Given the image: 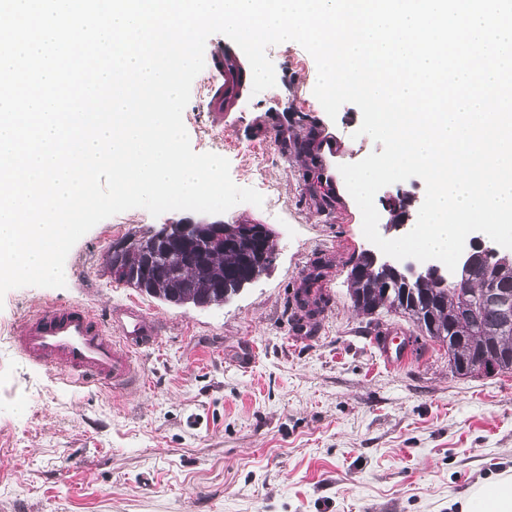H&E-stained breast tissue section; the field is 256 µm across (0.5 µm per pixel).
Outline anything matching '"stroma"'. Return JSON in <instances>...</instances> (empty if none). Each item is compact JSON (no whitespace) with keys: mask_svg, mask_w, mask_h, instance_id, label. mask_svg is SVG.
<instances>
[{"mask_svg":"<svg viewBox=\"0 0 512 512\" xmlns=\"http://www.w3.org/2000/svg\"><path fill=\"white\" fill-rule=\"evenodd\" d=\"M275 87L220 121L192 90L183 122L193 151L227 158L236 185L254 164L277 189L276 210L240 203L227 222L273 233L267 274L223 305L176 307L116 282L113 242L184 219L134 208L82 236L62 288L21 287L0 299V512H456L475 482L512 468V372L452 374L448 349L400 314H359L348 276L371 243L340 165L382 144L358 135L351 103L329 118L313 94L317 68L298 43L268 47ZM276 122L255 140L256 120ZM336 150L304 151L308 134ZM322 292L302 317L301 288ZM102 321L138 303L159 324L136 351L142 380L124 389L64 384L62 370L20 357L10 338L51 302ZM311 330L296 337L299 322ZM398 326L413 341L387 367L373 343Z\"/></svg>","mask_w":512,"mask_h":512,"instance_id":"obj_1","label":"stroma"}]
</instances>
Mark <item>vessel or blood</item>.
I'll return each mask as SVG.
<instances>
[{
	"mask_svg": "<svg viewBox=\"0 0 512 512\" xmlns=\"http://www.w3.org/2000/svg\"><path fill=\"white\" fill-rule=\"evenodd\" d=\"M207 66L210 111L224 117L240 111L248 88L247 70L240 55L225 42L213 43ZM152 317L135 306L113 311L110 323H102L79 304L40 309L24 318L16 330V348L33 362L63 369L68 384L108 385L116 388L136 385L138 372L133 362L135 350L157 340ZM388 366L403 362L410 348L405 334L388 329L377 343Z\"/></svg>",
	"mask_w": 512,
	"mask_h": 512,
	"instance_id": "obj_1",
	"label": "vessel or blood"
}]
</instances>
